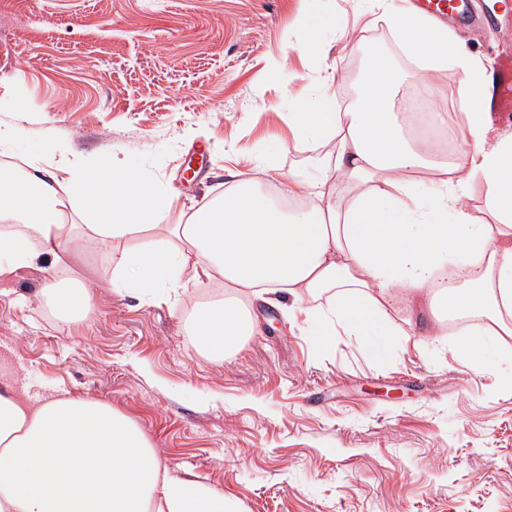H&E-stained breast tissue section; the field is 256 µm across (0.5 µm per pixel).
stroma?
I'll return each instance as SVG.
<instances>
[{
	"label": "stroma",
	"mask_w": 512,
	"mask_h": 512,
	"mask_svg": "<svg viewBox=\"0 0 512 512\" xmlns=\"http://www.w3.org/2000/svg\"><path fill=\"white\" fill-rule=\"evenodd\" d=\"M404 0H0V164L30 157L102 160L165 186L172 213L214 202L236 176L264 181L305 170L335 149L294 145L298 96L338 93L331 75L356 62L345 34L381 41L403 69L394 110L445 112L467 137L452 66L418 81L385 22ZM335 16L321 53L300 48L304 20ZM495 70L512 35L471 37ZM205 146L206 157L193 149ZM96 283L79 324L46 302L50 262L0 276V359L34 396L65 391L112 405L156 448L172 474L220 491L230 512H512V336L490 350L493 371L455 357L453 336L431 341L421 310L396 295L393 336L308 334L305 301L253 302L258 321L239 351L217 362L192 335L195 307L223 298L217 280L178 292L104 288L112 256L93 253Z\"/></svg>",
	"instance_id": "35a3bbf8"
}]
</instances>
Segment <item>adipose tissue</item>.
Wrapping results in <instances>:
<instances>
[{"mask_svg":"<svg viewBox=\"0 0 512 512\" xmlns=\"http://www.w3.org/2000/svg\"><path fill=\"white\" fill-rule=\"evenodd\" d=\"M404 54L452 65L461 79L457 107L470 140L447 162L430 165L392 110L400 72L387 55L364 61L358 107L339 111L335 95L301 102L288 115L300 146L335 138L336 152L268 192L241 179L224 198L166 224L168 194L140 171L110 162L78 169L66 157L19 172L0 166V275L40 255H112L119 291L176 289L186 269L224 280L225 298L195 308L192 334L211 359L234 355L256 329L247 298L281 291L296 299L330 291L327 307L308 311L322 346L339 331L394 335L395 293L418 304L444 297L460 320L484 318L462 332L452 353L477 367L498 336L512 335V135L488 143L483 66L464 38L420 15L386 18ZM435 168V178L417 171ZM480 185L489 217L470 212ZM96 216L70 220L74 206ZM137 232L146 247L128 246ZM461 260L460 286L436 293V272ZM56 315L81 321L93 293L76 272L48 291ZM0 512H228L223 493L162 472L143 431L106 403L83 397L40 400L0 378Z\"/></svg>","mask_w":512,"mask_h":512,"instance_id":"1","label":"adipose tissue"}]
</instances>
